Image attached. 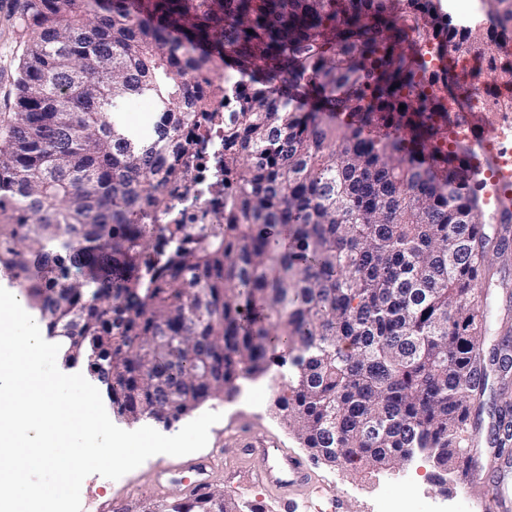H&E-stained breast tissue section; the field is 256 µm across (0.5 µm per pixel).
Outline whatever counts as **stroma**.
<instances>
[{"mask_svg": "<svg viewBox=\"0 0 512 512\" xmlns=\"http://www.w3.org/2000/svg\"><path fill=\"white\" fill-rule=\"evenodd\" d=\"M26 41L17 15L0 20V127L5 126L15 108L18 64ZM488 265L491 286L484 293L486 323L482 333V344L487 349L503 336L512 337V249L490 254ZM287 380V369L274 365L259 377L240 379L239 392L233 399H211L200 405V412H218L222 418L210 428L208 444L198 451V458L218 453L224 446L225 429L241 424L253 437L276 439L286 452L306 458L313 483L325 488L328 496L344 497L348 512H383L392 500L406 502L410 512H427L433 505L448 507L449 512H488L483 484L487 478L494 480L504 495L512 497V468L490 464L484 455L474 460L480 480L463 488L457 474L452 473L444 492L431 479V462L421 456L399 468L380 471H355L312 458L288 428L276 404L278 392ZM482 401L485 408L479 430L481 440L486 441L497 421L492 405L512 410V374L489 371ZM180 464L178 457L158 454L115 481L89 475L81 486L82 512H98L100 504L108 501L121 502L122 512H163L166 505L191 499L189 483L195 475L181 470ZM210 488L234 504L238 512H250L249 503L257 498L264 499L267 512H281L276 493L247 486L233 474L215 472Z\"/></svg>", "mask_w": 512, "mask_h": 512, "instance_id": "obj_1", "label": "stroma"}]
</instances>
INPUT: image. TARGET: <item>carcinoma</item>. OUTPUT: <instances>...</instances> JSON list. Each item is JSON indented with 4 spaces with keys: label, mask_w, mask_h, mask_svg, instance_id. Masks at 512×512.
I'll use <instances>...</instances> for the list:
<instances>
[{
    "label": "carcinoma",
    "mask_w": 512,
    "mask_h": 512,
    "mask_svg": "<svg viewBox=\"0 0 512 512\" xmlns=\"http://www.w3.org/2000/svg\"><path fill=\"white\" fill-rule=\"evenodd\" d=\"M512 36V0H487ZM433 0H24L0 135V280L71 361L98 355L113 413L164 427L279 350L277 398L325 461L439 469L467 451L488 255L508 245L448 144L459 77L426 54L500 42ZM253 33H248V30ZM242 81L207 96L199 72ZM154 102L149 129L131 102ZM404 109H399V106ZM224 126L215 223L154 224L188 170L158 156ZM512 339L489 362L512 371ZM477 409L475 418H480ZM171 512H234L219 494Z\"/></svg>",
    "instance_id": "1"
}]
</instances>
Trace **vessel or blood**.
Listing matches in <instances>:
<instances>
[{"label":"vessel or blood","instance_id":"1","mask_svg":"<svg viewBox=\"0 0 512 512\" xmlns=\"http://www.w3.org/2000/svg\"><path fill=\"white\" fill-rule=\"evenodd\" d=\"M494 115L490 112H452L448 115L450 127L467 129L468 152L465 156L468 175L484 185L486 196L494 205L487 213L490 223L505 224V210L512 207V155L501 148L490 146L488 130ZM230 443L242 448L246 458L252 459L249 481L266 490L291 491L284 501V512H294V494L309 485L308 466L304 458L286 453L273 439H256L244 428H237L228 437Z\"/></svg>","mask_w":512,"mask_h":512}]
</instances>
